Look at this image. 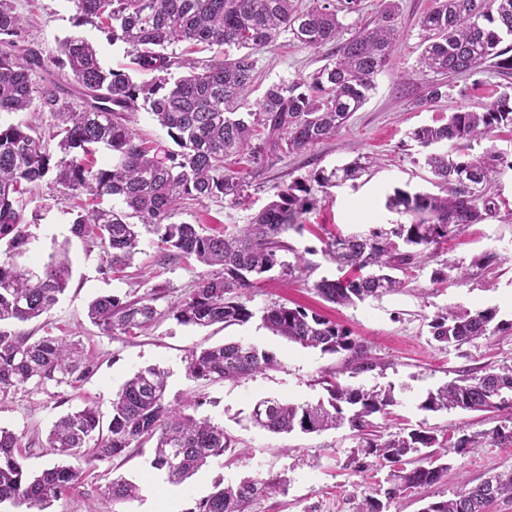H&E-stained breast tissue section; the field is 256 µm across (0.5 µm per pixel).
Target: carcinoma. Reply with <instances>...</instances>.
<instances>
[{"instance_id": "1", "label": "carcinoma", "mask_w": 512, "mask_h": 512, "mask_svg": "<svg viewBox=\"0 0 512 512\" xmlns=\"http://www.w3.org/2000/svg\"><path fill=\"white\" fill-rule=\"evenodd\" d=\"M78 24L100 22L112 41L130 48L137 77L123 70H105L96 48L86 39H65L59 54L42 53L20 44L23 17L10 0H0V112L30 109L34 100L56 115L54 158L42 136L31 126L0 123V399L21 389L49 383L77 388L96 371L94 360L78 340L66 336H34L17 326L40 317L59 300L71 276L70 260L60 248L40 269L19 262L28 250L29 224L24 222L20 196L45 178L62 190L94 198L117 197L120 208H93L73 219L72 233L99 240L101 265L107 270L128 267L143 233L156 235L167 250L207 267L195 288L176 307L175 319L187 326L247 323L255 313L248 306L256 288L275 269L290 272L305 262L281 259L284 237L300 230L308 182L320 187L358 176L356 164L314 173L307 181L279 190L248 222L220 235L194 224L171 222L184 201L221 198L238 206L248 179L261 176L285 154L308 150L336 136L375 89L374 79L385 68L400 38L398 0L372 23L343 38L339 14L358 11L359 0H314L307 10L293 0H73ZM423 74H464L489 63L512 74V55L500 48L502 35L512 36V0H435L419 20ZM287 33L303 49L320 51L333 45L325 64L312 74L269 85L261 98L249 101L256 69L255 54ZM180 43L213 52L205 60L168 51ZM239 53L231 55L228 49ZM68 69L74 82L70 95L80 103L60 100V86L36 87L32 76L48 64ZM188 69L174 77L173 70ZM144 109L167 130L177 149L163 165L149 157V148L127 126L129 114ZM512 126V94L500 93L482 111L461 109L440 125L414 129L410 138L427 150L424 165L439 193L394 190L386 207L407 216L390 229L338 236L323 252L351 275L323 279L315 285L327 301L348 305L399 289L391 275L420 262L467 225L493 217L499 207L486 185L509 169L508 154L491 149L482 159L467 157L471 141ZM104 147L112 165L94 168L89 157ZM238 156L240 171L224 160ZM158 312L148 298L125 301L103 295L87 309L89 320L109 334L133 336L155 322ZM496 311L436 313L429 327L440 344L459 346L504 326L492 325ZM261 324L277 336L323 354L347 352L356 373L377 367L365 345L343 326L305 308L273 304L264 308ZM274 355L254 345L228 342L193 350L186 377L197 385L241 382L270 369ZM167 374L158 367L138 370L112 397V419L100 429L96 409L86 406L61 416L47 438L60 457L82 456L89 462L120 457L130 448L152 445L151 466L181 484L212 459L234 451L236 440L224 424L197 418L188 410L201 402L191 397L171 402ZM327 398L294 403L278 398L257 401L251 423L272 433L322 432L345 424L358 437L351 464L358 469L397 467L395 494L424 489L443 478L442 459L464 448L484 444L485 434L457 439L438 438L432 431L411 429L388 436L375 429L372 418L394 404L392 390L365 389L327 381ZM420 408L501 412L512 410V365L481 374L461 371L434 391ZM21 439L0 427V506L44 512L51 502L81 481L80 471L62 462L28 475L19 462ZM281 477L244 479L215 486L190 512H249L254 502L284 489ZM137 487L123 477L111 481L102 500L122 502ZM512 497V473L491 476L477 485L463 481L454 498L431 502L423 512H488L500 498Z\"/></svg>"}]
</instances>
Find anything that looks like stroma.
I'll return each instance as SVG.
<instances>
[{
	"label": "stroma",
	"instance_id": "stroma-1",
	"mask_svg": "<svg viewBox=\"0 0 512 512\" xmlns=\"http://www.w3.org/2000/svg\"><path fill=\"white\" fill-rule=\"evenodd\" d=\"M25 19L23 44L39 49L45 58L59 52L62 40L78 35L98 51L104 69H122L130 55L125 44L112 42L98 27L75 23L73 0H11ZM398 26L401 36L388 65L375 78V88L365 105L334 138L298 153L284 155L253 180L243 205L223 199H206L182 206L175 223L197 224L221 230L241 225L262 209L282 188L310 174L338 168L369 156L374 164L361 176L341 182L327 191L313 189L312 206L303 214L301 231H289L285 261L303 253L306 263L293 274L272 272L257 288L250 302L254 311L275 303L303 306L348 329L362 342L377 366L355 374L342 354H324L306 349L274 335L254 318L244 324H215L207 328L179 324L171 310L188 296L202 273L200 264L175 251L160 248L155 235L143 234L130 267L120 273H103L100 249L75 236L72 221L77 205L85 197L60 194L50 182H42L22 198L23 214L31 233L26 263L40 264L54 248L65 247L71 263V279L58 303L40 318L26 323L36 335L53 334L80 339L97 362L95 374L78 388L47 386L22 389L0 400V426L22 439L21 463L27 473H40L55 462L47 436L63 414L97 405L102 423L112 416L111 400L120 386L138 370L156 366L167 374V398L182 401L202 396L197 416L223 423L245 458L212 460L178 486L168 484L152 468L151 448L130 451L109 461L86 463L77 459L84 481L48 508L47 512H86L89 495L104 490L116 477L138 487L135 498L115 504V512H190L198 499L216 484H235L246 477L264 479L278 475L287 481L285 491L256 501L252 512H354L355 495L375 494L387 473L355 471L349 466L357 445L348 427L320 433L275 434L255 427L250 413L256 400L276 397L292 402H317L326 392L322 377L332 375L344 384L364 388H390L395 403L374 422L384 434L405 428H422L455 436L488 432L504 425L501 412H471L452 409L427 412L420 404L428 391L452 379L455 371L482 372L512 364V171L492 183L500 213L467 226L441 249L428 250L420 266L402 273V288L339 306L325 301L316 283L340 277L336 263L323 252L326 238L364 233L376 226L403 222L401 214L386 208L394 190L432 191V174L423 166V149L410 139L412 129L448 117L461 108L481 110L490 105L508 79L493 68L447 77L446 95L432 102L428 94L434 75L417 73L420 54L418 21L434 0H399ZM252 99L282 80L304 77L321 66V57L292 44L287 36L256 54ZM129 127L148 141L152 154L166 162L175 145L144 110L132 113ZM497 253L501 260L492 267L479 264V256ZM444 271L435 280V271ZM112 294L125 300L150 298L157 309L156 322L137 336L107 334L87 317V306L97 296ZM460 311L495 309L501 331L460 346L436 343L429 323L443 308ZM243 342L271 352L278 367L239 383L216 382L195 386L185 376L186 357L191 350L224 342ZM450 469L443 480L422 490L401 493L386 512H421L427 502L453 497L459 479L480 483L496 473L512 472V442L486 440L483 447L450 454Z\"/></svg>",
	"mask_w": 512,
	"mask_h": 512
}]
</instances>
